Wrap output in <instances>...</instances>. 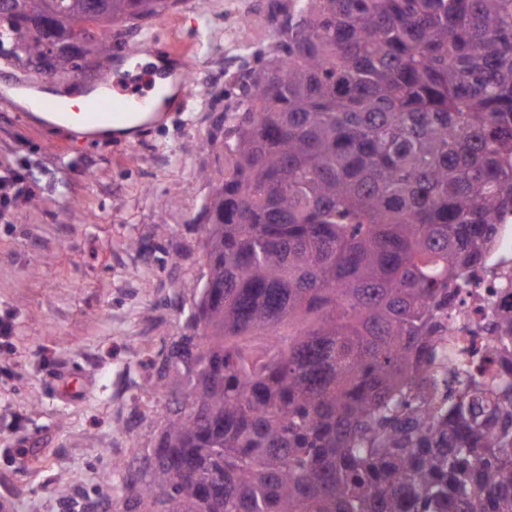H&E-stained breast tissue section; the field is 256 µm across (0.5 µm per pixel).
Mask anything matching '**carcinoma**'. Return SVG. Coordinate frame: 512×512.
<instances>
[{"mask_svg":"<svg viewBox=\"0 0 512 512\" xmlns=\"http://www.w3.org/2000/svg\"><path fill=\"white\" fill-rule=\"evenodd\" d=\"M174 5L0 0V61L104 85ZM208 146L182 401L121 512H512V319L491 377L440 335L512 211V0H292Z\"/></svg>","mask_w":512,"mask_h":512,"instance_id":"carcinoma-1","label":"carcinoma"}]
</instances>
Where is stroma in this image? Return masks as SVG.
<instances>
[{"label": "stroma", "instance_id": "stroma-1", "mask_svg": "<svg viewBox=\"0 0 512 512\" xmlns=\"http://www.w3.org/2000/svg\"><path fill=\"white\" fill-rule=\"evenodd\" d=\"M288 0H178L124 40L179 50L189 95L133 139L76 137L0 92V166L27 177L0 211V512H107L114 464L155 447L163 358L188 334L204 240L196 218L224 156V107ZM37 457L40 468L28 461Z\"/></svg>", "mask_w": 512, "mask_h": 512}]
</instances>
